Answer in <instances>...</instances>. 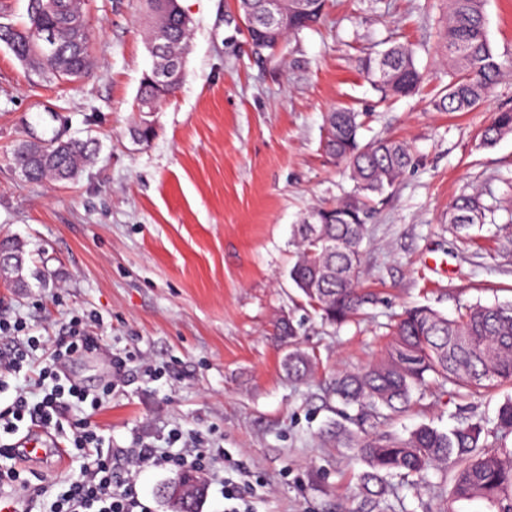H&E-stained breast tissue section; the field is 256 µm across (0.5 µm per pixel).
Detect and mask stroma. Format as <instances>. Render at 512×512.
Listing matches in <instances>:
<instances>
[{
	"label": "stroma",
	"mask_w": 512,
	"mask_h": 512,
	"mask_svg": "<svg viewBox=\"0 0 512 512\" xmlns=\"http://www.w3.org/2000/svg\"><path fill=\"white\" fill-rule=\"evenodd\" d=\"M192 21L184 77L155 114V134L129 127L153 58L139 0H82L92 66L59 83L26 69L0 45V239L27 252V287L0 275V318L26 321L52 353L71 318L97 316L98 349L64 372L92 392L127 365L94 415L126 449L166 447L173 430L223 450L248 474L251 512H366L360 462L321 435L336 418L337 371L379 359L388 326L406 307L447 315L512 301V135L480 133L512 110V0H486L492 49L504 74L468 112H438L448 83L441 57L446 0H328L323 20L275 54H252L237 0H179ZM412 45L419 90L386 99L359 69L367 54ZM363 113L362 142L404 141L412 163L368 203L361 244L364 305L332 325L288 277L292 228L314 206L350 191L344 166L321 148L324 116ZM91 139L97 151L71 182H29L12 164L19 143L53 135ZM489 188L494 219L460 229L448 211L462 193ZM45 272L39 283L32 271ZM301 323L313 363L302 382L283 367L280 315ZM512 384L463 397L429 387L389 425L445 430L457 418L495 424ZM438 476L398 482L375 512H429Z\"/></svg>",
	"instance_id": "1"
}]
</instances>
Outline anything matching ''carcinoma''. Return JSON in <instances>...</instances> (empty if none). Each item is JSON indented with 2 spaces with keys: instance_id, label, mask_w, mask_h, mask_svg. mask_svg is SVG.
<instances>
[{
  "instance_id": "carcinoma-1",
  "label": "carcinoma",
  "mask_w": 512,
  "mask_h": 512,
  "mask_svg": "<svg viewBox=\"0 0 512 512\" xmlns=\"http://www.w3.org/2000/svg\"><path fill=\"white\" fill-rule=\"evenodd\" d=\"M49 5L38 14L27 10V21L20 27L0 25V43L21 62L37 66L45 75L60 81L79 79L89 68L90 37L82 30L78 39L62 27L67 15H81L78 0H44ZM147 14L154 19L150 40L152 55L172 61L175 68L166 83L159 85L147 74L136 99L137 116L131 132L148 141L153 128L145 125L157 104L172 96L184 74L189 29L181 15H172L167 0H144ZM485 0H448V26L444 52L449 71L446 93L432 106L439 112H468L484 101L502 75L489 42L484 16ZM326 0H316L309 13H290L283 41L318 22ZM263 0H238V9L251 17L257 27L265 25ZM57 37L58 58L44 59L37 51L39 30ZM361 70L384 95L405 97L413 94L423 79L416 66L414 50L404 44L370 54L361 61ZM329 134L323 148L327 156L344 164L354 183L352 194L330 208L312 210L307 220L315 223L317 236L307 224L296 226L293 244L296 260L288 275L308 305L333 324L348 320L362 298L357 288L360 271V245L367 231L369 196H380L393 186L411 164L406 144L393 139L360 141L361 114L338 107L328 113ZM512 134V111L494 114L483 129L481 140L492 144ZM94 152L92 144L80 140L57 141L51 137L23 141L14 151L18 173L29 181L51 177L57 181L74 179ZM482 193L463 194L448 212L450 224H484L488 209ZM0 254L6 261L0 273L15 279L19 288L28 287L23 276V247L15 241L0 240ZM328 267V280L312 295L308 283L314 270ZM276 336L288 347L284 367L288 376L302 381L310 375V358L299 348L300 325L293 320L274 324ZM502 382H512V301L491 305L465 306L450 318L428 306L407 308L394 324L383 358L363 368L336 376L332 393L345 405L359 410L358 430L343 420L328 426L326 433L336 443L351 450L368 470L360 476V486L369 502L378 504L390 493L385 477L400 474L428 482L429 472L442 467L450 472V482L441 491V512H459L456 504L482 502L486 512H512V398L498 406L494 444L481 439L479 422L460 421L441 431L420 425L402 438L380 427L405 412L413 392L434 385L443 390L451 384L471 393L487 391ZM160 496L169 512H199L207 493V483L198 471L183 470L164 484Z\"/></svg>"
}]
</instances>
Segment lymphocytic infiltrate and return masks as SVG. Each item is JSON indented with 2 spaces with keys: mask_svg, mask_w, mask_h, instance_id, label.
Here are the masks:
<instances>
[{
  "mask_svg": "<svg viewBox=\"0 0 512 512\" xmlns=\"http://www.w3.org/2000/svg\"><path fill=\"white\" fill-rule=\"evenodd\" d=\"M0 340L7 348L0 352V368L12 374L28 373L34 377L33 392L16 393L11 403L0 407V433L16 434L22 425L31 423L57 432H66L67 455L80 459L78 471L61 487L34 482L24 470L12 464V450L0 447V484L20 485L42 512H149L138 497L134 482L118 476L113 469L112 445L108 443L90 418L81 414L83 406L98 408L102 397L91 396L77 382L62 378L63 360L93 353L96 338L87 323L73 319L65 337L59 342L50 361L37 360L36 353L44 340L28 333L25 322L0 320ZM129 460L136 469L171 466L182 470H205L212 462L205 451L183 449L179 453H163L153 445L134 449Z\"/></svg>",
  "mask_w": 512,
  "mask_h": 512,
  "instance_id": "1",
  "label": "lymphocytic infiltrate"
}]
</instances>
